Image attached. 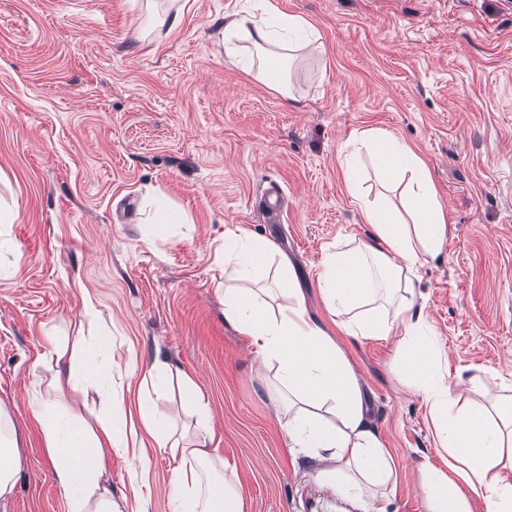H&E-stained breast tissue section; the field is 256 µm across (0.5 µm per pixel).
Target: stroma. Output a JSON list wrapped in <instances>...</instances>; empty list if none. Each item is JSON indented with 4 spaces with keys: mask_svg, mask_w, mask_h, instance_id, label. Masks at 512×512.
<instances>
[{
    "mask_svg": "<svg viewBox=\"0 0 512 512\" xmlns=\"http://www.w3.org/2000/svg\"><path fill=\"white\" fill-rule=\"evenodd\" d=\"M246 0H157L176 24L147 37V0H0V209L13 266L0 273V402L19 473L6 512H69L34 425L56 367L55 337L99 360L129 433L154 354L197 385L213 416L209 451L233 466L245 512H371L368 491L326 489L286 451L275 370L224 319V235L245 230L287 257L313 319L344 350L371 428L391 457L388 512H426L420 465L443 466L422 393L402 379L396 338L339 330L320 289L324 249L370 241L341 150L379 129L432 172L448 233L419 266L428 326L449 384L478 405L512 396V0H271L310 20L293 99L224 57V21ZM284 191L266 223L265 189ZM163 194L183 224L149 223ZM98 311L83 323L84 302ZM147 466L109 453L121 512H172L178 460L146 440Z\"/></svg>",
    "mask_w": 512,
    "mask_h": 512,
    "instance_id": "1",
    "label": "stroma"
}]
</instances>
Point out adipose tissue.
<instances>
[{
	"label": "adipose tissue",
	"instance_id": "adipose-tissue-1",
	"mask_svg": "<svg viewBox=\"0 0 512 512\" xmlns=\"http://www.w3.org/2000/svg\"><path fill=\"white\" fill-rule=\"evenodd\" d=\"M266 17L245 11L224 25V53L238 60L239 39L251 42L258 61L273 57L282 64L275 75L259 70L282 97H290L296 77L291 60L297 51L316 47L321 35L299 15L267 6ZM382 176L389 181L408 177L410 221L363 200L361 171L352 157L344 159V176L372 241L326 250L321 259V291L328 310L341 316V329L354 336L385 339L401 332L396 355L403 374L424 394L434 437L445 453L444 468L425 465L421 492L427 512H472L471 497L482 498L488 512H512V397H501L494 409L461 405V395L443 380L437 367V344L416 295L414 277L427 258L435 256L448 231L447 221L428 166L405 143L380 131L366 135ZM224 250L232 256L224 270V318L249 336L256 355L277 365V380L288 394V452L320 463L319 473L336 491L358 488L360 480L387 487L393 469L389 456L367 416L361 384L335 339L308 313L305 297L288 262H281V291L287 305L271 315L250 283L272 247L248 233H229ZM44 361L55 363L57 392H82L93 381L109 406L117 400L103 379L95 353L66 359L64 349L51 346ZM146 375L163 394L180 383L183 402L200 422L211 418L197 385L178 366L154 356ZM42 441L55 460L56 478L70 501V512H120L106 475L103 446L123 453L111 422L91 428L56 402L43 401L34 413ZM180 462L170 476L175 512H244V498L231 477L216 476L203 440L180 446ZM18 448L9 410L0 406V498L16 483Z\"/></svg>",
	"mask_w": 512,
	"mask_h": 512
}]
</instances>
